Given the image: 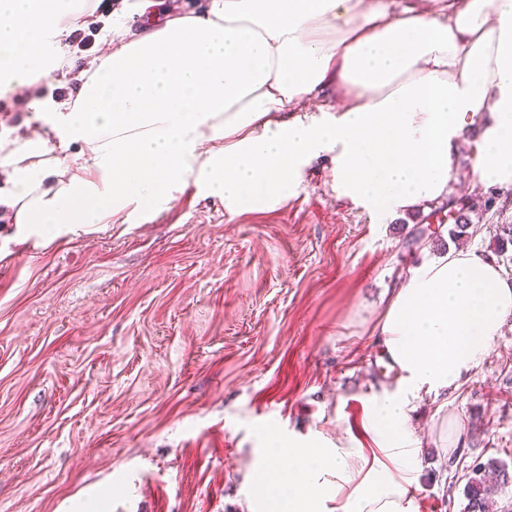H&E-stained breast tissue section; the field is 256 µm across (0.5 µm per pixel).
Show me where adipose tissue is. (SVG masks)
Masks as SVG:
<instances>
[{
	"mask_svg": "<svg viewBox=\"0 0 512 512\" xmlns=\"http://www.w3.org/2000/svg\"><path fill=\"white\" fill-rule=\"evenodd\" d=\"M80 0H0V91L64 60ZM335 87V110L298 104ZM49 111L53 140L0 153V203L37 233L161 212L185 179L235 214L284 204L326 157L337 198L378 213L444 201L472 136L471 178L512 186V0H447L391 17L370 0H210L88 59ZM512 318V278L467 249L411 269L375 336L400 370L368 448L321 438L262 450L267 512H411L413 400L447 398ZM294 465L274 475L282 455Z\"/></svg>",
	"mask_w": 512,
	"mask_h": 512,
	"instance_id": "obj_1",
	"label": "adipose tissue"
}]
</instances>
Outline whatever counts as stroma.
Here are the masks:
<instances>
[{"instance_id": "1", "label": "stroma", "mask_w": 512, "mask_h": 512, "mask_svg": "<svg viewBox=\"0 0 512 512\" xmlns=\"http://www.w3.org/2000/svg\"><path fill=\"white\" fill-rule=\"evenodd\" d=\"M87 0L66 62L98 52L106 22L150 27L206 0ZM26 97L0 94V140L49 134ZM462 146L450 195L478 231L466 245L512 277V187L469 185ZM433 202L383 217L338 199L324 161L286 204L230 214L186 185L137 223L24 237L0 207V512H264L270 436L345 435L398 371L371 332L408 269L451 249L415 237ZM463 425L444 448L441 416ZM423 442L414 503L463 512V474L512 466V320L483 363L410 416Z\"/></svg>"}]
</instances>
